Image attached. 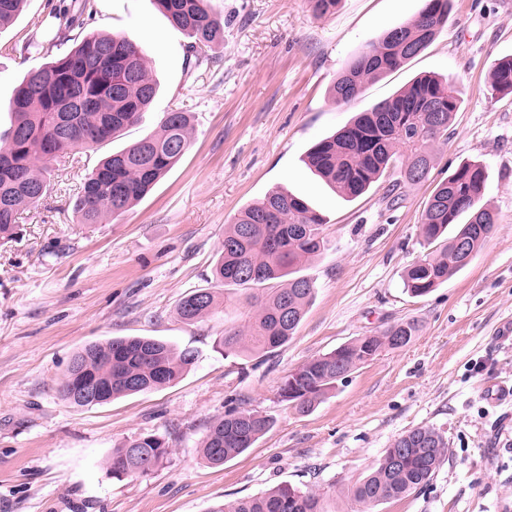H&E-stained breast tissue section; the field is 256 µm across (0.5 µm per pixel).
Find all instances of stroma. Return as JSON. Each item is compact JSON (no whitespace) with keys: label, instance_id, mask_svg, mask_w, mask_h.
I'll return each mask as SVG.
<instances>
[{"label":"stroma","instance_id":"1","mask_svg":"<svg viewBox=\"0 0 512 512\" xmlns=\"http://www.w3.org/2000/svg\"><path fill=\"white\" fill-rule=\"evenodd\" d=\"M72 0H27L0 31V131L25 72L70 48L53 15ZM224 42L196 59L189 38L154 0H93L85 32L146 44L158 93L142 122L112 142L52 163L49 196L0 245V512H208L287 482L323 493L327 512H354L347 494L394 439L430 426L448 443L429 486L374 512H512V400L489 404V382L512 384V93L491 85L512 56V0H451L448 23L401 68L348 104L329 88L353 56L424 0H339L319 17L308 0H208ZM43 42L34 53L30 41ZM448 77L461 101L425 181L389 202L380 179L353 202L305 165L309 147L356 113L423 75ZM190 113L192 145L153 191L119 216L80 224L70 201L107 154L154 132L163 113ZM482 161V203L498 218L473 261L422 298L404 270L425 253L419 226L435 186L460 163ZM303 197L327 218L323 252L302 269L316 288L296 334L274 353L218 351L250 307L215 282L227 224L271 191ZM218 292V313L177 316L191 291ZM419 331L385 350L302 415L278 390L304 361L395 322ZM151 336L199 358L174 385L93 407L65 402L59 384L75 351L111 337ZM272 426L248 453L210 467L200 446L225 402ZM143 433L171 453L145 477L117 479L105 461Z\"/></svg>","mask_w":512,"mask_h":512}]
</instances>
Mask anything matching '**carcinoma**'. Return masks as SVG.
Returning a JSON list of instances; mask_svg holds the SVG:
<instances>
[{"label": "carcinoma", "mask_w": 512, "mask_h": 512, "mask_svg": "<svg viewBox=\"0 0 512 512\" xmlns=\"http://www.w3.org/2000/svg\"><path fill=\"white\" fill-rule=\"evenodd\" d=\"M26 0H0V28L11 25ZM450 0H425L411 20L390 28L350 61L331 87L338 103H349L366 83L399 69L425 51L448 23ZM176 28L191 39L194 51L224 42V19L207 0H155ZM92 0L77 11L54 14L58 31L83 28ZM499 92L512 93V57H504L492 73ZM156 84L149 76L148 55L138 42L114 34L86 33L75 46L51 61L30 68L16 87L7 110L10 126L0 132V241L14 239L20 215L48 196L49 166L78 148L92 149L139 123L153 104ZM458 98L450 82L436 76L414 80L334 135L315 143L305 164L340 198L353 201L387 173L393 194L403 183L427 178L433 164L431 147L447 139ZM191 145L187 112H166L159 129L128 148L101 159L87 174L73 203L79 224H100L121 215L142 200ZM487 171L467 161L439 182L420 224L423 245L433 247L404 272L403 285L413 297L429 294L470 264L494 230L497 218L481 205ZM467 216L464 223L461 216ZM325 217L301 197L275 191L244 209L224 231L215 279L241 287L255 307L243 322L224 332L216 348L238 356L266 355L295 334L314 297L313 282L296 275L304 262L325 248ZM217 292L196 290L179 303L177 314L195 322L215 313ZM418 323L405 320L372 337L362 336L333 351L313 357L284 378L281 389L293 392L282 401L308 414L321 398L355 369L380 352L407 346ZM197 351L180 349L145 337H113L84 345L72 357L60 386L65 401L77 407L91 402L78 397L77 385L90 380L104 392L97 404L151 391L178 382L196 364ZM270 419L234 407L207 428L202 456L220 467L245 453L270 428ZM447 442L431 427L421 426L398 436L350 495L358 512L426 488L445 460ZM169 454L164 438L139 434L112 450L109 469L116 478L146 476ZM210 512H325L322 495L288 483L259 495L237 498Z\"/></svg>", "instance_id": "1"}]
</instances>
